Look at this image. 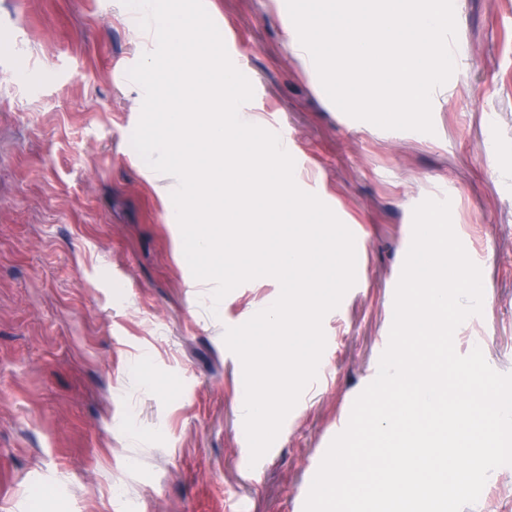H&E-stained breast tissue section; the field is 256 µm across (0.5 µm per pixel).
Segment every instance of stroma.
<instances>
[{
	"mask_svg": "<svg viewBox=\"0 0 512 512\" xmlns=\"http://www.w3.org/2000/svg\"><path fill=\"white\" fill-rule=\"evenodd\" d=\"M455 71L434 131L379 128L329 99L283 0H207L254 84L242 119L286 127L296 184L361 236L360 281L323 320L326 375L251 463L243 367L224 343L279 296L220 302L183 252L170 191L131 145L156 46L121 0H0V512H304L378 373L413 209L449 199L482 312L455 331L512 374V0H453ZM463 512H512V465Z\"/></svg>",
	"mask_w": 512,
	"mask_h": 512,
	"instance_id": "obj_1",
	"label": "stroma"
}]
</instances>
